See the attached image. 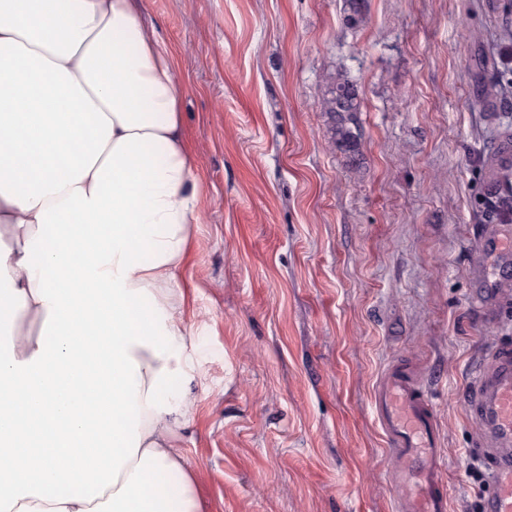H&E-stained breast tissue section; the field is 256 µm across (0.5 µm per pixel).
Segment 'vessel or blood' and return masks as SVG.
<instances>
[{"mask_svg": "<svg viewBox=\"0 0 512 512\" xmlns=\"http://www.w3.org/2000/svg\"><path fill=\"white\" fill-rule=\"evenodd\" d=\"M374 408L395 460L397 512H447L438 425L420 370L391 365ZM468 408L482 435L479 454L493 466L484 510L512 512V342L500 339L491 347L471 382Z\"/></svg>", "mask_w": 512, "mask_h": 512, "instance_id": "b4317fda", "label": "vessel or blood"}]
</instances>
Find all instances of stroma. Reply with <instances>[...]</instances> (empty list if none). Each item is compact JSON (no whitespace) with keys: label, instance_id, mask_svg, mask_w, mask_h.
<instances>
[{"label":"stroma","instance_id":"1","mask_svg":"<svg viewBox=\"0 0 512 512\" xmlns=\"http://www.w3.org/2000/svg\"><path fill=\"white\" fill-rule=\"evenodd\" d=\"M176 59L196 157L190 260L177 277L193 332L181 432L207 512H396L373 398L416 363L439 421L448 512L487 485L470 380L495 338L487 272L506 234L486 221L485 163L512 124V0H141ZM357 87L356 152L330 150L319 102ZM507 87L508 85L500 82L499 80H492L483 85L479 102L484 111H495L497 104L503 99V96L508 92Z\"/></svg>","mask_w":512,"mask_h":512}]
</instances>
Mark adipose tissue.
<instances>
[{"label":"adipose tissue","instance_id":"ef3b65f1","mask_svg":"<svg viewBox=\"0 0 512 512\" xmlns=\"http://www.w3.org/2000/svg\"><path fill=\"white\" fill-rule=\"evenodd\" d=\"M181 97L141 0H0V512H205Z\"/></svg>","mask_w":512,"mask_h":512}]
</instances>
